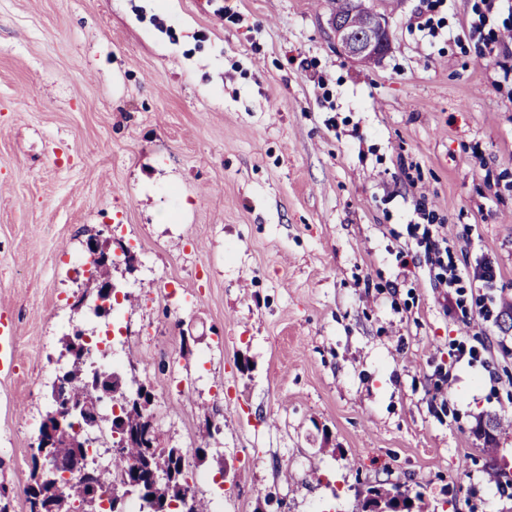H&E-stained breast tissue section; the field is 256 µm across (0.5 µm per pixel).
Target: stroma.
I'll return each mask as SVG.
<instances>
[{"label": "stroma", "mask_w": 512, "mask_h": 512, "mask_svg": "<svg viewBox=\"0 0 512 512\" xmlns=\"http://www.w3.org/2000/svg\"><path fill=\"white\" fill-rule=\"evenodd\" d=\"M168 5L0 0L10 512L76 330L127 338L157 445L211 512H356L378 483L424 512H512L489 474L512 464V6L384 0L390 50L361 64L329 0ZM91 235L130 249L108 325L74 306ZM16 329L12 322L0 321V373H11L15 370L17 348Z\"/></svg>", "instance_id": "1"}]
</instances>
